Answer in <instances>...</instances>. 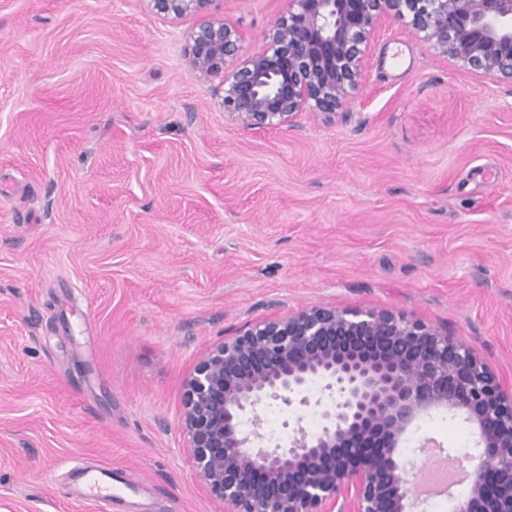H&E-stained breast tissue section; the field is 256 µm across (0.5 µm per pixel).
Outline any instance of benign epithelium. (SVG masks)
<instances>
[{
  "label": "benign epithelium",
  "instance_id": "7a95c632",
  "mask_svg": "<svg viewBox=\"0 0 512 512\" xmlns=\"http://www.w3.org/2000/svg\"><path fill=\"white\" fill-rule=\"evenodd\" d=\"M149 2L181 18L215 0ZM390 20L460 68L512 84V0H288L261 51L237 58L239 31L211 18L190 33L188 56L202 74L224 73V114L249 129L288 130L302 112L342 113ZM315 378L338 394L326 424L298 427L283 448L254 447L265 402L290 405ZM434 408L477 436L451 512H512V395L467 342L403 314L315 305L251 324L198 359L180 423L192 475L224 512H411L421 466L400 443Z\"/></svg>",
  "mask_w": 512,
  "mask_h": 512
}]
</instances>
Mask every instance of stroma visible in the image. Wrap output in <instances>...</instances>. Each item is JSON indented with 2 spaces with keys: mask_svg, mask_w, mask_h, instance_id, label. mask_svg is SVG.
<instances>
[{
  "mask_svg": "<svg viewBox=\"0 0 512 512\" xmlns=\"http://www.w3.org/2000/svg\"><path fill=\"white\" fill-rule=\"evenodd\" d=\"M288 0H213L260 51ZM204 21L148 0H0V512H224L191 474L183 383L211 345L326 304L467 341L512 392V87L383 26L346 113L291 131L224 116ZM273 402L262 446L335 392ZM470 451L433 410L403 438ZM106 486L107 485L103 483L95 473L90 474L87 478L86 497L93 500L96 510L100 512L109 510L108 505L111 495L109 493H103V489H106Z\"/></svg>",
  "mask_w": 512,
  "mask_h": 512,
  "instance_id": "obj_1",
  "label": "stroma"
}]
</instances>
